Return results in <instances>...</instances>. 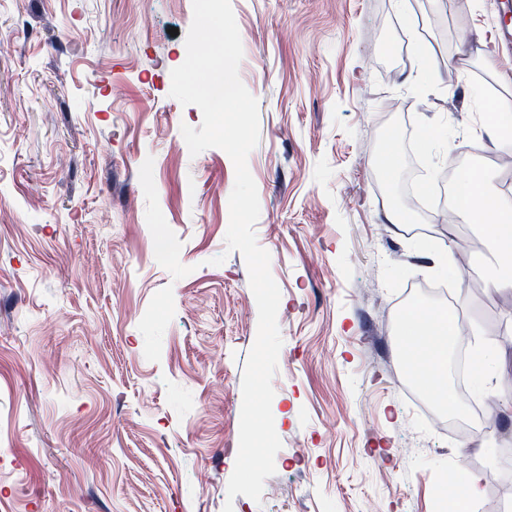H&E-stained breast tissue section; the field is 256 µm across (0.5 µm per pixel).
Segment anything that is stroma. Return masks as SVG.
I'll use <instances>...</instances> for the list:
<instances>
[{
	"label": "stroma",
	"mask_w": 512,
	"mask_h": 512,
	"mask_svg": "<svg viewBox=\"0 0 512 512\" xmlns=\"http://www.w3.org/2000/svg\"><path fill=\"white\" fill-rule=\"evenodd\" d=\"M230 3L259 110L254 232L281 293L275 473L261 500L228 499L258 310L225 241L234 164L190 154L181 127L202 112L170 95L192 0H0V512H437L461 471L480 479L469 512H505L500 371L491 433L445 430L395 340L413 280L502 330L512 306L448 273L463 242L479 266L486 230L413 208L384 173L460 160L504 187L482 124L498 87L459 53L500 37L504 0Z\"/></svg>",
	"instance_id": "obj_1"
}]
</instances>
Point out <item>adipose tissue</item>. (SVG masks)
I'll use <instances>...</instances> for the list:
<instances>
[{
	"mask_svg": "<svg viewBox=\"0 0 512 512\" xmlns=\"http://www.w3.org/2000/svg\"><path fill=\"white\" fill-rule=\"evenodd\" d=\"M502 92L486 127L494 135L498 153L512 155V79L497 75ZM481 203L492 217L490 259L485 269L487 284L497 291H512V196L495 189L488 176L468 170L448 195V206L467 224L473 223V203ZM454 330L448 313L437 310L427 316L412 313L399 332L398 342L406 346L413 364L438 383L448 375V341Z\"/></svg>",
	"mask_w": 512,
	"mask_h": 512,
	"instance_id": "1",
	"label": "adipose tissue"
}]
</instances>
